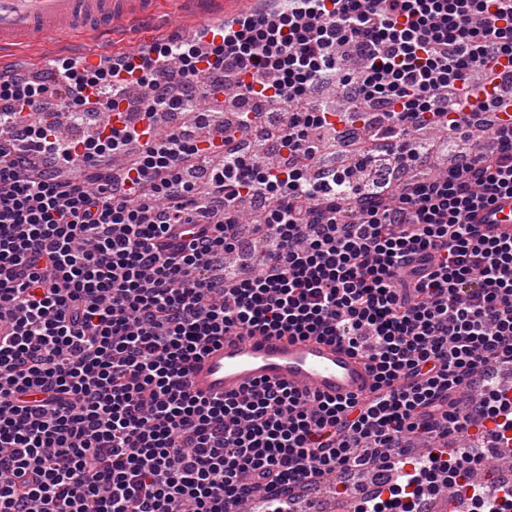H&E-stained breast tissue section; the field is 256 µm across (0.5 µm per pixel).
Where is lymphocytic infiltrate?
I'll return each instance as SVG.
<instances>
[{
	"label": "lymphocytic infiltrate",
	"mask_w": 512,
	"mask_h": 512,
	"mask_svg": "<svg viewBox=\"0 0 512 512\" xmlns=\"http://www.w3.org/2000/svg\"><path fill=\"white\" fill-rule=\"evenodd\" d=\"M120 70L0 76V512H285L314 477L413 457L364 512H421L484 448L512 454V0H274L213 51L178 36ZM198 114L64 141L19 125L52 97ZM475 149L437 175L417 131ZM272 246L245 256L244 214ZM230 334L365 356L371 396L280 385L206 399L189 371ZM467 386L480 396L460 408ZM481 224H485L491 232H512V200H504L491 210H486L478 215Z\"/></svg>",
	"instance_id": "f902f5d3"
}]
</instances>
